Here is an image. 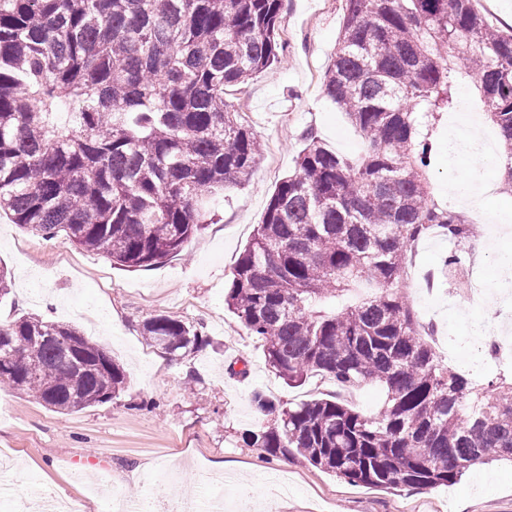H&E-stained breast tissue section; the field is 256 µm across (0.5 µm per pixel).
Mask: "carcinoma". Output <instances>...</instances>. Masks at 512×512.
Instances as JSON below:
<instances>
[{"mask_svg":"<svg viewBox=\"0 0 512 512\" xmlns=\"http://www.w3.org/2000/svg\"><path fill=\"white\" fill-rule=\"evenodd\" d=\"M284 0H0V213L47 240L146 268L180 253L206 198L242 185L260 143L227 88L282 63ZM325 95L365 141L359 164L308 131L239 256L225 304L290 386L336 393L281 405L243 432L355 485L433 490L512 460V377L476 382L435 349L406 294L410 247L436 227L461 243L475 225L431 196L438 117L471 78L508 145L512 185V28L474 0H344ZM457 250L441 274L463 275ZM378 291L334 314L312 310L358 283ZM167 354L208 343L166 314L142 324ZM63 337L58 341L57 337ZM127 383L108 352L69 325L0 322V384L59 412L105 403ZM386 389L374 417L342 392Z\"/></svg>","mask_w":512,"mask_h":512,"instance_id":"cac0c4a2","label":"carcinoma"}]
</instances>
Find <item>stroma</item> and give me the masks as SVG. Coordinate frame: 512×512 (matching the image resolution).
Returning <instances> with one entry per match:
<instances>
[{
	"label": "stroma",
	"mask_w": 512,
	"mask_h": 512,
	"mask_svg": "<svg viewBox=\"0 0 512 512\" xmlns=\"http://www.w3.org/2000/svg\"><path fill=\"white\" fill-rule=\"evenodd\" d=\"M343 0H285L280 36L287 52L276 69L246 89L247 124L264 150L251 179L215 191L212 218L184 251L149 269L112 263L104 254L50 241L0 213V265L11 290L0 298V322L36 317L76 327L100 344L127 374L111 401L63 414L0 386L8 402L0 417V482L9 484L18 512H43L33 484L77 512H116L119 504L145 498L196 497L203 479L249 486L266 512L268 481L288 480L276 512H512V461L468 472L459 482L429 492L357 486L292 458L266 459L247 446L245 430L266 423L252 402L261 391L284 403L332 395V380L314 377L291 387L269 368L260 344L227 310L231 271L260 224L276 184L294 172L302 135L313 131L327 147L350 158L365 150L360 133L323 93ZM469 180L462 159L448 157V122L440 120L431 194L449 203V176ZM512 252V234L495 237L485 253L471 256L474 277L512 289L500 279L497 258ZM455 283L414 288L410 301L421 323L434 329L436 349L449 335L492 320L490 299L470 309L448 300ZM163 313L196 325L209 340L202 351L173 357L150 346L143 320ZM223 463V473L213 472Z\"/></svg>",
	"instance_id": "35a3bbf8"
}]
</instances>
